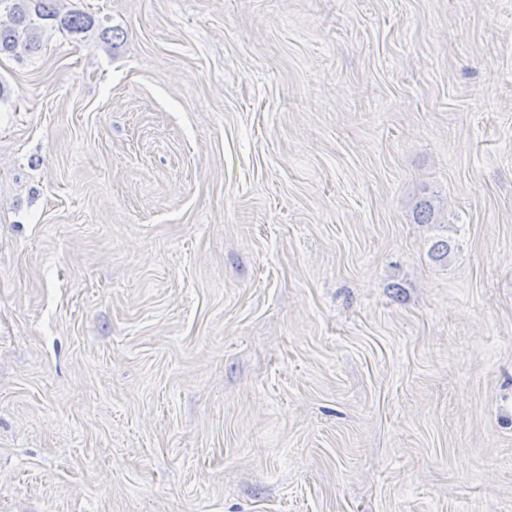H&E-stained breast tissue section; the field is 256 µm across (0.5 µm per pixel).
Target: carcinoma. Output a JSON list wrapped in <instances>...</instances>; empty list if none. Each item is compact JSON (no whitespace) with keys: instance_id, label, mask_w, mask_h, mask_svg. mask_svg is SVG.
<instances>
[{"instance_id":"cac0c4a2","label":"carcinoma","mask_w":512,"mask_h":512,"mask_svg":"<svg viewBox=\"0 0 512 512\" xmlns=\"http://www.w3.org/2000/svg\"><path fill=\"white\" fill-rule=\"evenodd\" d=\"M59 0H0V11L7 21H0V54L16 58L30 56L40 50V39L46 26L70 35H87L98 30L101 39L114 41L119 38L109 27L97 23L96 18L82 10L63 11Z\"/></svg>"}]
</instances>
